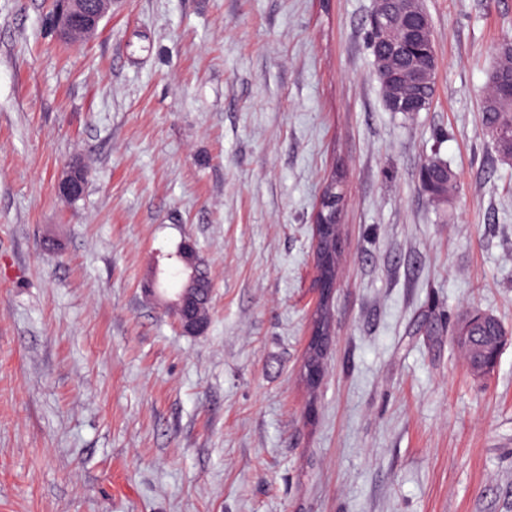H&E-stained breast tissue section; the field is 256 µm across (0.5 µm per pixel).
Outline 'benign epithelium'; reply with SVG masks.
Instances as JSON below:
<instances>
[{
    "label": "benign epithelium",
    "mask_w": 512,
    "mask_h": 512,
    "mask_svg": "<svg viewBox=\"0 0 512 512\" xmlns=\"http://www.w3.org/2000/svg\"><path fill=\"white\" fill-rule=\"evenodd\" d=\"M111 7L112 0H57L53 27L64 38L76 34L90 37ZM370 31L377 42L374 68L382 86L384 103L388 111L396 112L409 104L403 98L407 86L435 79V68L428 51L433 39L432 21L423 0H375ZM86 180L84 166L73 165L58 180V192L66 197L79 193ZM446 187L448 170L433 164L424 165L423 190L433 197L445 199L447 194L442 189ZM177 258L181 271L179 288L167 298V305L180 330L195 335L204 329V324L192 313L199 292L193 244L183 243ZM477 322L490 325L493 318L481 312L471 314L465 327L456 332V341L466 350L471 374L482 379L497 365L495 352L501 350L502 345L497 336H473L471 328Z\"/></svg>",
    "instance_id": "7a95c632"
}]
</instances>
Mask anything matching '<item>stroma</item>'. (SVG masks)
<instances>
[{
  "mask_svg": "<svg viewBox=\"0 0 512 512\" xmlns=\"http://www.w3.org/2000/svg\"><path fill=\"white\" fill-rule=\"evenodd\" d=\"M374 5L112 0L67 42L53 0H0V512H512V163L480 123L512 0H424L437 92L411 117L384 106ZM184 241L212 282L197 336L141 291ZM476 311L507 331L484 380L452 336ZM422 188L430 196L442 197L447 200V194L441 191L442 188H448V196H450L457 184L455 178L448 181V170L437 168L432 162L431 165L424 164ZM87 180V172L83 165H73L71 166L58 180L57 189L58 192L66 197L75 195L76 193L81 192L83 190V186L85 185ZM80 194V195H81ZM80 195L74 198L75 199Z\"/></svg>",
  "mask_w": 512,
  "mask_h": 512,
  "instance_id": "1",
  "label": "stroma"
}]
</instances>
